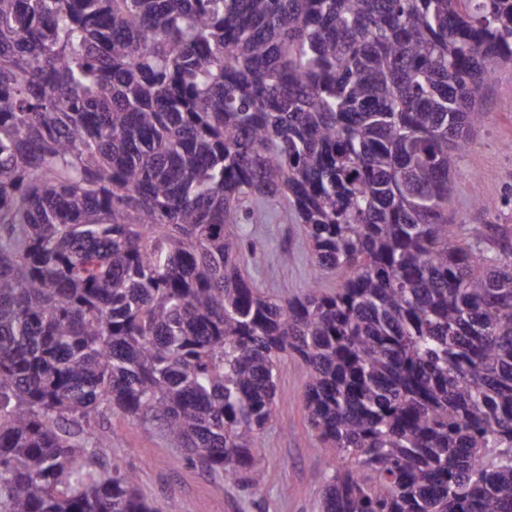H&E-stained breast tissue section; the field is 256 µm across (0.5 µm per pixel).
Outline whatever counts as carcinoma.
I'll return each instance as SVG.
<instances>
[{"label": "carcinoma", "mask_w": 512, "mask_h": 512, "mask_svg": "<svg viewBox=\"0 0 512 512\" xmlns=\"http://www.w3.org/2000/svg\"><path fill=\"white\" fill-rule=\"evenodd\" d=\"M503 66L512 0H0V512H165L115 411L258 488L288 356L320 512H512V237L448 223ZM229 229L246 243L257 239L262 247L252 256L245 268L246 277L270 297L300 295L305 290L310 266L307 262L309 240L302 224H295L288 216L274 224H231ZM288 250L292 262L284 265L280 254Z\"/></svg>", "instance_id": "carcinoma-1"}]
</instances>
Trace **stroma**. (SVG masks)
<instances>
[{"label": "stroma", "instance_id": "35a3bbf8", "mask_svg": "<svg viewBox=\"0 0 512 512\" xmlns=\"http://www.w3.org/2000/svg\"><path fill=\"white\" fill-rule=\"evenodd\" d=\"M486 117L471 139L453 182L449 219L454 224H497L512 233V68L499 69L481 104ZM483 202H476V195ZM231 230L260 249L246 277L270 297L303 293L309 277V240L303 225L283 219L274 224H235ZM293 260L284 264L281 252ZM306 368L295 357L278 370L276 415L263 433L257 456L265 470L259 488L202 472L177 443L137 418L113 416L112 446L106 460L135 471L139 486L166 512H317L329 472L327 451L311 430L304 404Z\"/></svg>", "mask_w": 512, "mask_h": 512}]
</instances>
